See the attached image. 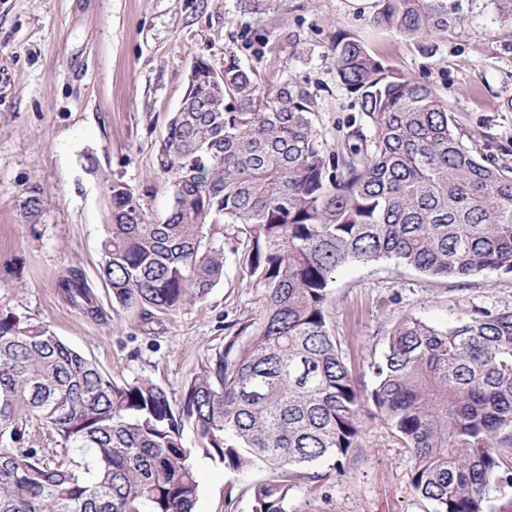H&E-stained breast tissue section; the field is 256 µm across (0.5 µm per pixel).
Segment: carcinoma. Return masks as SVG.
<instances>
[{"mask_svg":"<svg viewBox=\"0 0 512 512\" xmlns=\"http://www.w3.org/2000/svg\"><path fill=\"white\" fill-rule=\"evenodd\" d=\"M373 22L421 42L448 30V0H382ZM333 51L360 107L339 152L323 148L305 87L264 86L233 57L224 111H209L213 68L197 59L185 111L158 149L167 216L149 219L127 184L106 182L100 276L144 327L202 302L223 278L224 249L207 226L249 235L260 317L204 357L179 405L149 378L113 380L48 325L0 307V512H193L195 456L301 473L358 447L367 413L410 449L412 485L434 512H486L512 484V309L474 307L447 327L404 316L365 392L326 311L345 265L394 260L429 278L512 273V167L466 144L431 87L346 35ZM41 213L40 196H28L26 222ZM58 288L103 319L79 269ZM37 424L59 447L30 444ZM290 490L257 485L254 512H288Z\"/></svg>","mask_w":512,"mask_h":512,"instance_id":"carcinoma-1","label":"carcinoma"}]
</instances>
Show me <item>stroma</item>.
<instances>
[{
	"instance_id": "obj_1",
	"label": "stroma",
	"mask_w": 512,
	"mask_h": 512,
	"mask_svg": "<svg viewBox=\"0 0 512 512\" xmlns=\"http://www.w3.org/2000/svg\"><path fill=\"white\" fill-rule=\"evenodd\" d=\"M379 7L380 0H0V306L46 323L114 380L148 377L175 400L223 344L226 325L259 316L261 291L245 272L248 237L231 224L209 228L226 249L223 279L154 333L143 331L137 313L113 307L99 275L105 180L127 184L151 219L171 208L156 148L197 58L220 72L233 57L263 84H301L333 152L360 112L335 70L336 36L351 34L430 85L482 156L512 165V110L503 106L512 97V27L497 21L489 0H448L451 28L421 47L374 26ZM33 190L43 211L28 224L22 210ZM73 268L94 288L103 319L61 298L57 283ZM475 306L512 309V274L429 279L382 261L338 269L327 313L355 378L368 385L370 365L402 317L456 325ZM412 469L410 451L379 419L365 418L359 448L320 463L319 480H294L288 512H433L411 484ZM198 470L193 512H252L253 487L284 478L262 463L234 471L202 458Z\"/></svg>"
}]
</instances>
